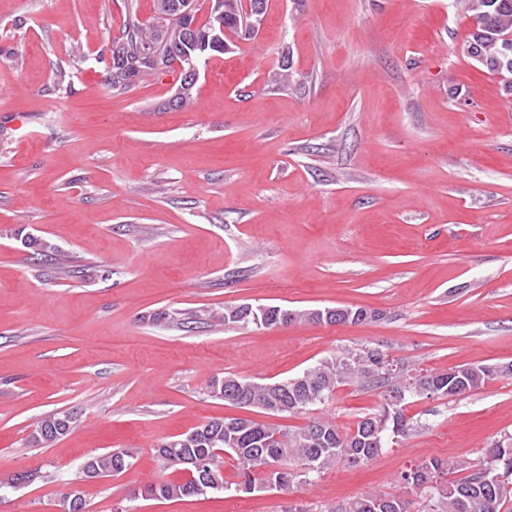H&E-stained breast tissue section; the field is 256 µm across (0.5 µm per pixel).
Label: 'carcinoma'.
Here are the masks:
<instances>
[{
    "label": "carcinoma",
    "instance_id": "cac0c4a2",
    "mask_svg": "<svg viewBox=\"0 0 512 512\" xmlns=\"http://www.w3.org/2000/svg\"><path fill=\"white\" fill-rule=\"evenodd\" d=\"M152 15L142 23L136 18L137 0H126L128 19L120 36L107 40L100 56H110L102 82L116 95L159 74L144 62L149 48L169 61L175 72L195 54L185 41L193 28L203 36L210 25L208 16L196 15L186 21L170 13L175 0H152ZM474 26L468 54L494 75L504 91L512 93V0H459ZM224 28L229 34L253 33V17L266 12L267 0H222ZM164 104L166 110H185L196 101V85L183 86ZM204 320H217L226 328L250 326L270 329L292 324H356L372 321L377 312L363 307L291 309L278 305L237 303L224 305L222 314L206 312ZM158 326H176L190 332L200 323L195 313L173 311L154 315ZM382 349L369 345L345 348L325 356L291 377L260 382L233 374L224 382L212 381L211 392L230 406L257 408L268 415L307 413L325 406L336 391L346 387L385 388L383 403L375 412L358 417L354 427L340 428L328 417L315 416L295 430L284 431L273 424L247 417L212 419L190 431L165 439L155 446L162 471L179 473L176 479H159L143 486L140 496L147 500L175 501L209 492L252 494L258 489L287 490L311 484L336 465L368 463L409 436L416 427L406 415L413 399H453L476 391L489 382L512 375V365H462L448 372L412 371L388 377L382 369ZM72 414L57 411L44 416L32 432L29 444L48 445L69 433ZM236 461L238 481L224 479V456ZM187 458L213 461L216 479L206 483L185 463ZM132 465L125 450L94 455L85 466L98 479L119 475ZM406 492L424 501L423 512H512V436L507 435L486 449L476 460L448 461L428 458L400 473ZM412 501L401 495L378 492L361 494L342 502L330 512H410Z\"/></svg>",
    "mask_w": 512,
    "mask_h": 512
}]
</instances>
